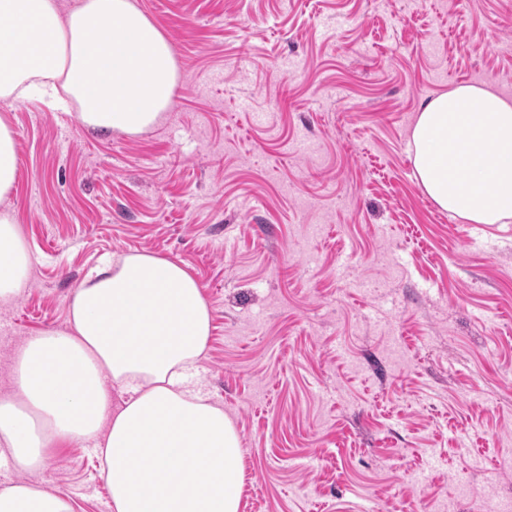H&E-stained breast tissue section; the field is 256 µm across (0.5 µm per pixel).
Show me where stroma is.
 Wrapping results in <instances>:
<instances>
[{
	"instance_id": "obj_1",
	"label": "stroma",
	"mask_w": 512,
	"mask_h": 512,
	"mask_svg": "<svg viewBox=\"0 0 512 512\" xmlns=\"http://www.w3.org/2000/svg\"><path fill=\"white\" fill-rule=\"evenodd\" d=\"M180 79L138 135L0 99V199L29 277L0 305V395L88 272L147 252L212 313L201 377L243 450L239 512H485L512 503V223L441 210L409 139L461 83L512 98V0H134ZM112 512L95 448L0 462ZM17 180L16 144L10 123L0 118V199L9 195Z\"/></svg>"
}]
</instances>
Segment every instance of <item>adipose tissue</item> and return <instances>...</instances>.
<instances>
[{"label":"adipose tissue","instance_id":"obj_1","mask_svg":"<svg viewBox=\"0 0 512 512\" xmlns=\"http://www.w3.org/2000/svg\"><path fill=\"white\" fill-rule=\"evenodd\" d=\"M179 78L168 39L132 0H0V98L50 97L91 128L139 134L171 104ZM425 193L472 224L512 222V99L477 84L434 97L411 132ZM12 213L0 212V303L27 277ZM210 307L179 264L139 252L79 288L67 329L27 339L15 393L0 397V454L40 472L52 448H98L113 512H239V437L208 403L199 364ZM126 395L113 407L112 389ZM0 512H73L40 485L0 487Z\"/></svg>","mask_w":512,"mask_h":512}]
</instances>
